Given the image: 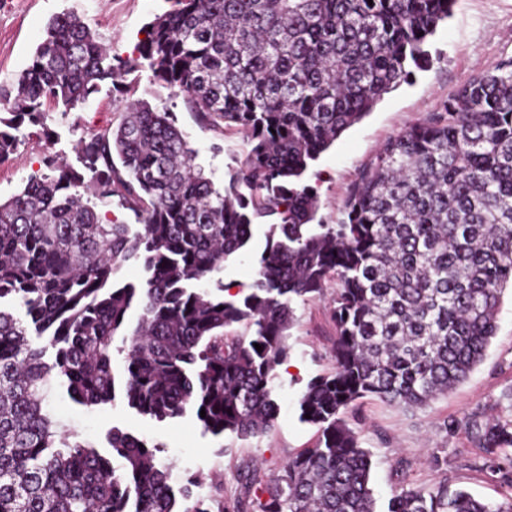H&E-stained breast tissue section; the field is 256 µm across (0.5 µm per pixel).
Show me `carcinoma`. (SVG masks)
Returning <instances> with one entry per match:
<instances>
[{"mask_svg":"<svg viewBox=\"0 0 512 512\" xmlns=\"http://www.w3.org/2000/svg\"><path fill=\"white\" fill-rule=\"evenodd\" d=\"M455 2L173 0L136 55L115 63L79 16L50 19L29 65L0 89V162L24 128L43 124L45 103L70 111L99 83L122 90L143 68L203 121L245 132L249 151L222 191L194 165L171 113L133 100L117 128L78 141L82 170L49 156V172L0 201V512H244L239 500L224 506L219 486L196 492L194 477L176 510L158 446L114 428L109 458L59 431L49 384L87 407L119 390L160 422L192 410L213 435L262 436L277 420L293 303L331 283L334 369L299 402L316 442L275 486L253 474L246 488L258 512H378L371 454L348 410L365 397L423 407L464 381L512 285V57L388 139L337 223H314L317 191L304 176L407 81ZM93 197L118 198L143 231L102 223ZM256 223L269 230L251 292L202 288ZM132 259L145 280L116 285ZM471 427L482 469L512 492V420ZM387 512H512V495L494 504L446 483L401 482Z\"/></svg>","mask_w":512,"mask_h":512,"instance_id":"obj_1","label":"carcinoma"}]
</instances>
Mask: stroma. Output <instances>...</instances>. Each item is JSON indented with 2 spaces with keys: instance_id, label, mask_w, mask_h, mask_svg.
<instances>
[{
  "instance_id": "1",
  "label": "stroma",
  "mask_w": 512,
  "mask_h": 512,
  "mask_svg": "<svg viewBox=\"0 0 512 512\" xmlns=\"http://www.w3.org/2000/svg\"><path fill=\"white\" fill-rule=\"evenodd\" d=\"M168 0H0V86H10L29 64L45 27L54 15L72 11L102 38L113 59L133 56L155 15L169 10ZM429 59L412 78L386 94L361 121L344 131L312 163L306 179L318 190L316 218L331 224L341 216L348 188L389 137L421 122L460 85L512 57V0H456L451 17L429 38ZM130 95L171 112L195 152L196 165L217 187L227 185L246 157L244 136L201 123L178 89L151 82L148 71L127 76ZM122 95L111 83L70 112L46 103L42 125L30 126L17 150L0 164V198H9L28 177L44 172L46 156L79 167L77 143L92 130L117 126L125 117ZM268 227H252L249 244L207 285L248 289L265 247ZM288 360L278 369L274 429L243 439L205 432L194 414L156 421L128 408L123 398L113 404L85 407L72 402L65 389L52 385L47 407L64 429L78 433L99 451L119 428L159 446L161 463L173 487L194 475L202 487L224 486V500L242 495L241 473L255 469L265 485H273L288 460L311 446L313 426L299 419V399L308 382L333 369L329 351L336 334L329 296L294 305ZM512 287H506L497 316V332L484 360L461 384L421 408L392 406L366 398L353 413L362 447L371 453V486L379 505H386L399 482L431 487L445 482L470 490L490 502L503 501L502 488L478 468V442L467 428L470 420H511Z\"/></svg>"
}]
</instances>
